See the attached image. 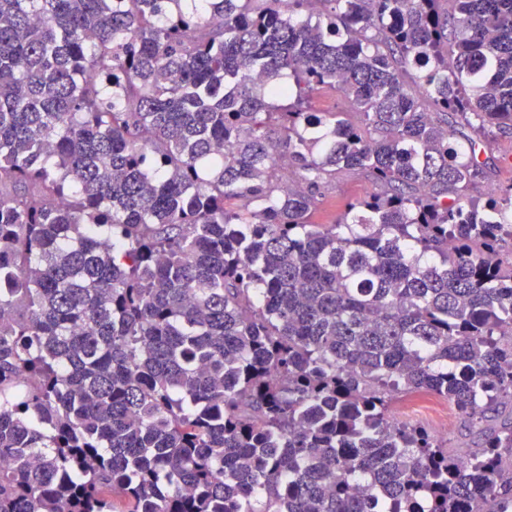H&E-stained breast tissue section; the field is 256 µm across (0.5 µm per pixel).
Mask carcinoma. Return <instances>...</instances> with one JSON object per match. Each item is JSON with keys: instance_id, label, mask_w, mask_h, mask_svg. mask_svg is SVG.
Listing matches in <instances>:
<instances>
[{"instance_id": "cac0c4a2", "label": "carcinoma", "mask_w": 512, "mask_h": 512, "mask_svg": "<svg viewBox=\"0 0 512 512\" xmlns=\"http://www.w3.org/2000/svg\"><path fill=\"white\" fill-rule=\"evenodd\" d=\"M503 134L512 0H0V512H512ZM315 109L321 112H347L345 118L353 123H359L360 117L352 108L350 102L337 90L326 88L314 97ZM488 155L492 159L488 180L474 185L470 190V194L482 202L491 187L512 183V135L500 136L490 143ZM386 187L373 180L364 172L342 170L336 172L324 189V196L313 211L312 220L316 224H334L348 202L373 195L383 194ZM398 418L426 429L437 439L447 440L458 456H465L474 447V437L465 428L464 419L448 402L435 395L422 394L405 398L395 407ZM448 417V435L439 432V424Z\"/></svg>"}]
</instances>
